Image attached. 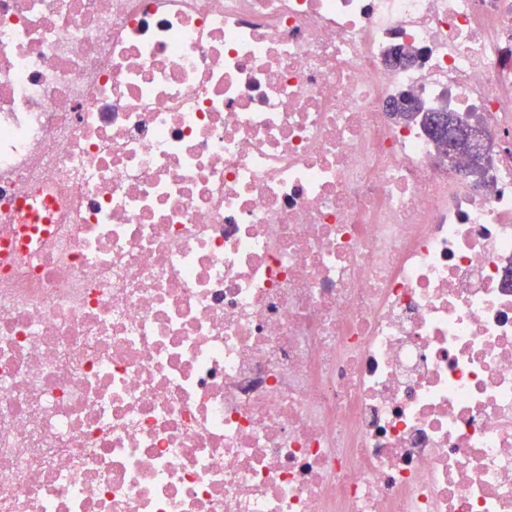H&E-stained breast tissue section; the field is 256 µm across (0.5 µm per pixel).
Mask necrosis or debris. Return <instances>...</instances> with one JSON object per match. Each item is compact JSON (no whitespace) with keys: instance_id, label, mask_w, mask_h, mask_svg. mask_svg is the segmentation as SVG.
<instances>
[{"instance_id":"obj_1","label":"necrosis or debris","mask_w":512,"mask_h":512,"mask_svg":"<svg viewBox=\"0 0 512 512\" xmlns=\"http://www.w3.org/2000/svg\"><path fill=\"white\" fill-rule=\"evenodd\" d=\"M0 512H512V0H0ZM424 123L438 144L440 159L452 162L456 170L465 174L479 175L482 172L489 160L490 135L477 119L463 118L449 138L444 132L445 121L441 115L428 114Z\"/></svg>"}]
</instances>
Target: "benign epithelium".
I'll return each instance as SVG.
<instances>
[{"label":"benign epithelium","mask_w":512,"mask_h":512,"mask_svg":"<svg viewBox=\"0 0 512 512\" xmlns=\"http://www.w3.org/2000/svg\"><path fill=\"white\" fill-rule=\"evenodd\" d=\"M424 123L438 144L441 159L452 162L465 174L478 175L482 172L489 160L490 135L477 119H462L451 137L444 132L445 121L441 115L429 114L424 117Z\"/></svg>","instance_id":"benign-epithelium-1"}]
</instances>
